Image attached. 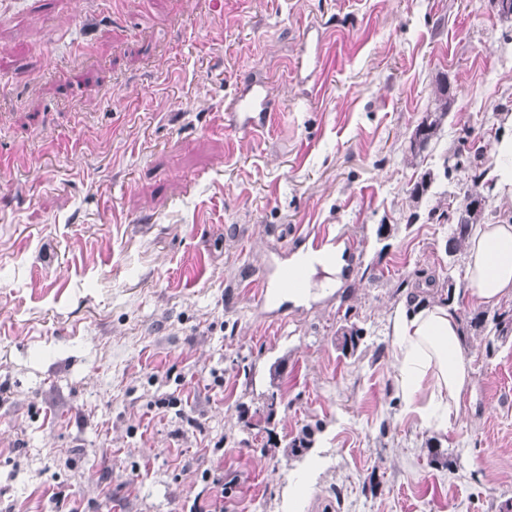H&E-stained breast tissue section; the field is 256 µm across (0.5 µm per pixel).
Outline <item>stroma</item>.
Here are the masks:
<instances>
[{
  "label": "stroma",
  "instance_id": "1",
  "mask_svg": "<svg viewBox=\"0 0 512 512\" xmlns=\"http://www.w3.org/2000/svg\"><path fill=\"white\" fill-rule=\"evenodd\" d=\"M322 30L305 70L303 35ZM0 512H498L512 335H470L451 428L402 411L384 336L464 284L449 149L512 132V15L491 0H0ZM263 79L257 132L225 111ZM426 150L410 137L438 106ZM437 174L421 200L411 191ZM335 225L349 278L267 316L247 284ZM361 328L346 356L336 335ZM301 456L284 448L303 430ZM438 94L441 102L439 112H430L417 125L410 138L409 150L414 157L427 147L442 125V121L448 115V87L446 83L440 84Z\"/></svg>",
  "mask_w": 512,
  "mask_h": 512
}]
</instances>
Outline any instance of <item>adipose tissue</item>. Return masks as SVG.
<instances>
[{
    "label": "adipose tissue",
    "mask_w": 512,
    "mask_h": 512,
    "mask_svg": "<svg viewBox=\"0 0 512 512\" xmlns=\"http://www.w3.org/2000/svg\"><path fill=\"white\" fill-rule=\"evenodd\" d=\"M464 278L472 305L492 307L512 297V224L474 227L465 246ZM386 335L405 410L448 430L471 383L459 319L447 304L410 298L389 318Z\"/></svg>",
    "instance_id": "1"
}]
</instances>
